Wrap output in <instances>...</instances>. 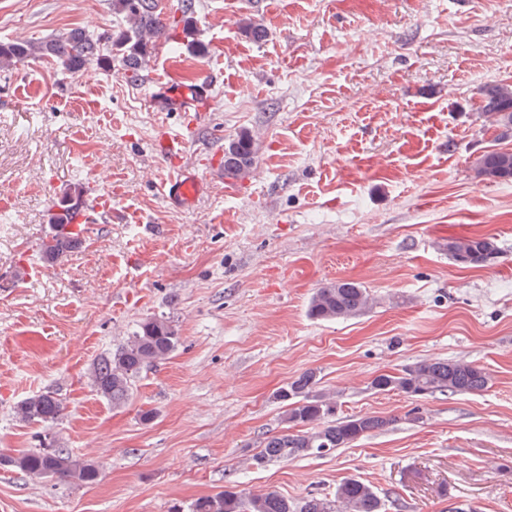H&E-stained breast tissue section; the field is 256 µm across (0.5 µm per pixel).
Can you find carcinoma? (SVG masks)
Listing matches in <instances>:
<instances>
[{
	"instance_id": "cac0c4a2",
	"label": "carcinoma",
	"mask_w": 512,
	"mask_h": 512,
	"mask_svg": "<svg viewBox=\"0 0 512 512\" xmlns=\"http://www.w3.org/2000/svg\"><path fill=\"white\" fill-rule=\"evenodd\" d=\"M112 11L121 23L115 31L70 32L40 40L16 38L0 42V71L31 61L51 60L62 70L77 73L92 64L108 65L117 60L124 73L136 81L150 61L159 42L179 43L192 27L194 0H181L182 18L167 16L158 0H112ZM482 117L498 132V139H512V84H495L480 90ZM258 145L254 136L242 131L224 142V177L234 182L250 178L256 164ZM475 177L489 182L512 181V150L493 149L475 159ZM82 192L65 197L48 215L49 232L41 238L43 262L54 263L82 243L85 227L75 224ZM448 257L461 268L491 267L500 249L491 236L460 235L448 238ZM374 299L367 288L349 280L329 281L310 298L309 316L319 321L355 318L372 309ZM180 343L178 330L163 316L141 320L125 343L93 361L90 381L96 393L114 408L125 406L144 367L168 359ZM492 378L479 365L461 360L422 361L400 373H384L371 381L378 392L399 391L413 397L479 394L491 387ZM320 378L308 370L280 388L276 398L283 402L285 430L265 439L263 450L254 457L258 466L270 461L326 456L369 434L385 429L390 421L373 415L336 417V396L319 388ZM64 406L50 392L33 394L13 407L15 420L45 428L63 415ZM20 473L36 479H56L76 485H93L102 477L92 460L54 447L43 435L39 447L3 459ZM383 504L374 487L348 478L336 487L333 497L309 495L293 503L274 493L248 495L235 484L224 486L214 496L192 501L188 512H381Z\"/></svg>"
}]
</instances>
